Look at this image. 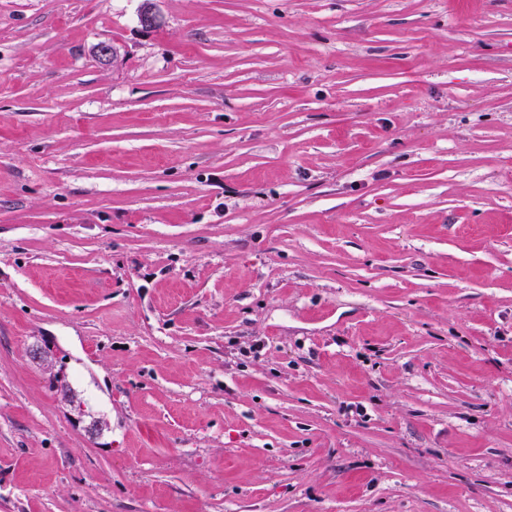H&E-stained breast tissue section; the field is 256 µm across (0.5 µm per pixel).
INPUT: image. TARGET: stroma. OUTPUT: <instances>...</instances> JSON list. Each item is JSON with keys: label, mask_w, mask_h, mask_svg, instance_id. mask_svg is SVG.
<instances>
[{"label": "stroma", "mask_w": 512, "mask_h": 512, "mask_svg": "<svg viewBox=\"0 0 512 512\" xmlns=\"http://www.w3.org/2000/svg\"><path fill=\"white\" fill-rule=\"evenodd\" d=\"M140 4L0 0V512H512V0Z\"/></svg>", "instance_id": "1"}]
</instances>
